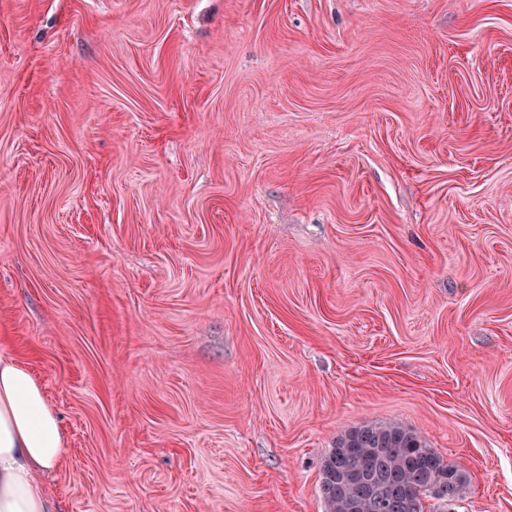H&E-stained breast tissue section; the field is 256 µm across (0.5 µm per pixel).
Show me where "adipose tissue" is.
I'll use <instances>...</instances> for the list:
<instances>
[{"label": "adipose tissue", "instance_id": "obj_1", "mask_svg": "<svg viewBox=\"0 0 512 512\" xmlns=\"http://www.w3.org/2000/svg\"><path fill=\"white\" fill-rule=\"evenodd\" d=\"M61 424L21 362L0 356V512H54L39 477L64 458Z\"/></svg>", "mask_w": 512, "mask_h": 512}]
</instances>
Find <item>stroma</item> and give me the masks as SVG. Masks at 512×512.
<instances>
[{"label": "stroma", "instance_id": "obj_1", "mask_svg": "<svg viewBox=\"0 0 512 512\" xmlns=\"http://www.w3.org/2000/svg\"><path fill=\"white\" fill-rule=\"evenodd\" d=\"M0 336L56 512H324L389 422L512 512V0H0Z\"/></svg>", "mask_w": 512, "mask_h": 512}]
</instances>
